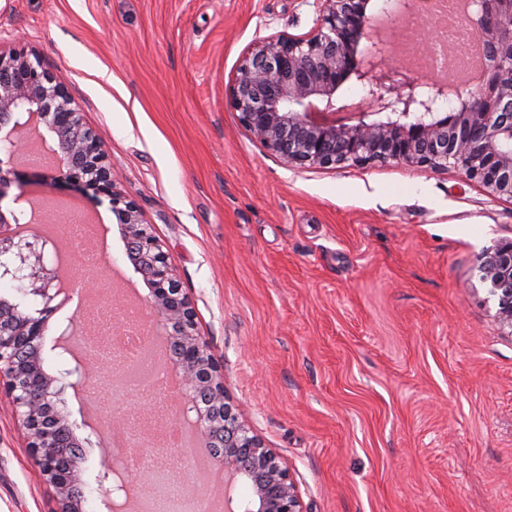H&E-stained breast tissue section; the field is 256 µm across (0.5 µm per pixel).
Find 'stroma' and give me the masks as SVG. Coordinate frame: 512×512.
Wrapping results in <instances>:
<instances>
[{
	"label": "stroma",
	"mask_w": 512,
	"mask_h": 512,
	"mask_svg": "<svg viewBox=\"0 0 512 512\" xmlns=\"http://www.w3.org/2000/svg\"><path fill=\"white\" fill-rule=\"evenodd\" d=\"M313 0H0V47L26 46L65 79L103 137L224 367L231 401L294 478L305 512H512V335L474 271L512 239V202L455 171L398 163L292 170L249 140L228 103L259 36L302 34ZM29 198L76 200L26 169ZM95 277L50 320L43 357L80 294L127 261L118 230ZM79 437L84 512H108L96 482L111 455L96 425L145 401L66 389ZM54 490L0 391V512H55Z\"/></svg>",
	"instance_id": "obj_1"
}]
</instances>
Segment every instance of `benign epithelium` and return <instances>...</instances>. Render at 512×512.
<instances>
[{
    "label": "benign epithelium",
    "mask_w": 512,
    "mask_h": 512,
    "mask_svg": "<svg viewBox=\"0 0 512 512\" xmlns=\"http://www.w3.org/2000/svg\"><path fill=\"white\" fill-rule=\"evenodd\" d=\"M316 18L303 34L258 38L244 53L229 85V104L255 142L290 168L346 169L403 163L433 172L454 170L493 200L512 201V0H469L464 22L478 35L486 65L471 90L453 78L421 75L392 62L385 49L363 46L379 14L406 16L416 0H313ZM366 90L352 123L338 111L336 94L349 81ZM454 103L446 112L442 102ZM35 121L57 164L43 177L64 183L98 204L108 203L125 255L149 290V315L163 328L180 378L176 396L193 417L204 447L224 467V479L247 489L228 512H304L290 473L240 420L224 386V368L200 336L192 300L184 292L164 245L137 203L117 188L102 136L89 127L65 79L24 46L0 49V201L25 182L14 166L24 150L20 130ZM52 241L0 234V278L20 283L38 300L28 308L0 298V389L11 400L26 448L55 491L57 512H82L79 439L58 406L61 391L86 385L85 363L64 373L47 370L42 341L58 309L59 268L47 261ZM495 316L512 335V240L477 258ZM131 472L106 470L113 481L112 512H125Z\"/></svg>",
    "instance_id": "7a95c632"
}]
</instances>
